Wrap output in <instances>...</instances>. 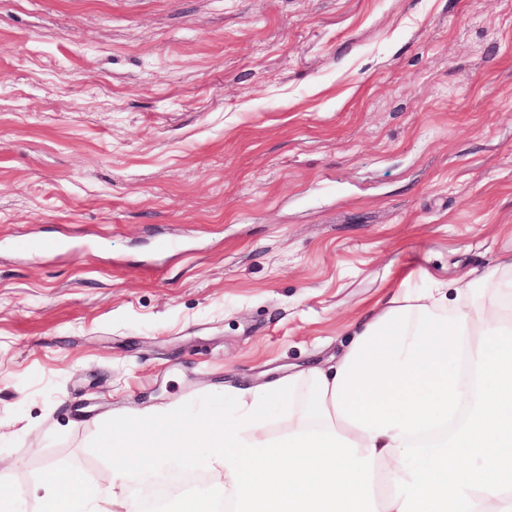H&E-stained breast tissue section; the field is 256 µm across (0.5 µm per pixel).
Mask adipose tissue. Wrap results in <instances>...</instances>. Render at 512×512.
Returning a JSON list of instances; mask_svg holds the SVG:
<instances>
[{
  "label": "adipose tissue",
  "mask_w": 512,
  "mask_h": 512,
  "mask_svg": "<svg viewBox=\"0 0 512 512\" xmlns=\"http://www.w3.org/2000/svg\"><path fill=\"white\" fill-rule=\"evenodd\" d=\"M498 268L490 292L465 277L389 297L336 364L239 390L224 428L174 404L102 430L107 471L47 466L36 512H137L129 480L171 461L216 490L177 512H512V253Z\"/></svg>",
  "instance_id": "ef3b65f1"
}]
</instances>
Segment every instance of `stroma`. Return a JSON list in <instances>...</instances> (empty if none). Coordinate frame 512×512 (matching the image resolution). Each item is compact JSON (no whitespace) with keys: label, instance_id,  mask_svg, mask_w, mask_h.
Instances as JSON below:
<instances>
[{"label":"stroma","instance_id":"obj_1","mask_svg":"<svg viewBox=\"0 0 512 512\" xmlns=\"http://www.w3.org/2000/svg\"><path fill=\"white\" fill-rule=\"evenodd\" d=\"M511 249L512 0H0L19 512L47 464L103 471V426L232 419L380 301Z\"/></svg>","mask_w":512,"mask_h":512}]
</instances>
